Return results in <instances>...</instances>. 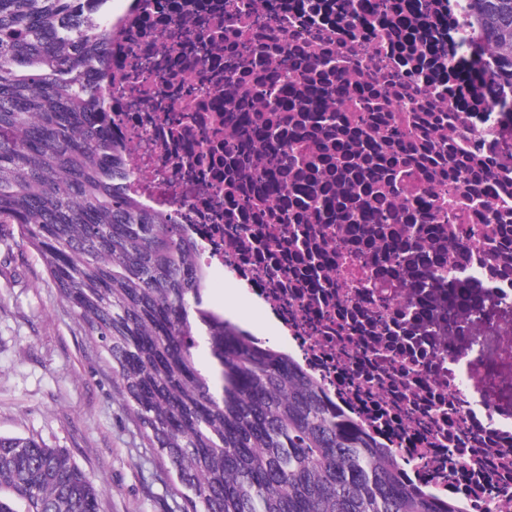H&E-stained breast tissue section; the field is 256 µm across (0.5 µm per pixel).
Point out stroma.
<instances>
[{"instance_id":"35a3bbf8","label":"stroma","mask_w":512,"mask_h":512,"mask_svg":"<svg viewBox=\"0 0 512 512\" xmlns=\"http://www.w3.org/2000/svg\"><path fill=\"white\" fill-rule=\"evenodd\" d=\"M204 300L279 340L265 308L221 273L212 274ZM0 435L64 449L102 486L100 512H181L180 495L113 390L110 368L11 224H0Z\"/></svg>"}]
</instances>
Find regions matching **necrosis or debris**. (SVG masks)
I'll return each mask as SVG.
<instances>
[{
	"label": "necrosis or debris",
	"instance_id": "necrosis-or-debris-1",
	"mask_svg": "<svg viewBox=\"0 0 512 512\" xmlns=\"http://www.w3.org/2000/svg\"><path fill=\"white\" fill-rule=\"evenodd\" d=\"M105 17L129 193L272 314L278 350L415 488L512 512V109L473 0Z\"/></svg>",
	"mask_w": 512,
	"mask_h": 512
}]
</instances>
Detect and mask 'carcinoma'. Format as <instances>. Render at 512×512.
Listing matches in <instances>:
<instances>
[{
	"instance_id": "obj_1",
	"label": "carcinoma",
	"mask_w": 512,
	"mask_h": 512,
	"mask_svg": "<svg viewBox=\"0 0 512 512\" xmlns=\"http://www.w3.org/2000/svg\"><path fill=\"white\" fill-rule=\"evenodd\" d=\"M106 0H0V223L40 255L183 500V512H456L414 490L318 384L204 305L181 225L124 188L89 69ZM512 84V0H474ZM213 359L198 368V338ZM61 448L0 435V512H98Z\"/></svg>"
}]
</instances>
